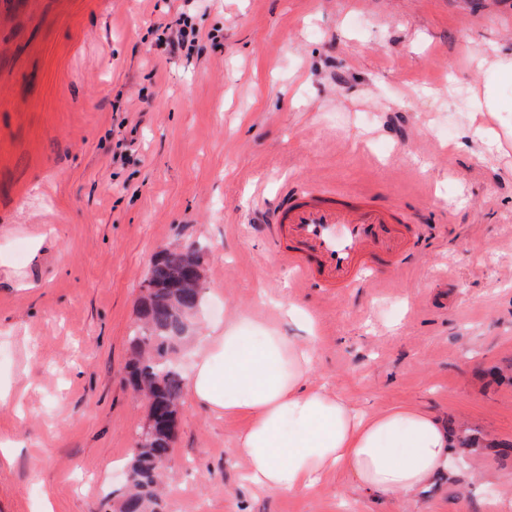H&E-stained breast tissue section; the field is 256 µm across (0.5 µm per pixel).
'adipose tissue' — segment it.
Listing matches in <instances>:
<instances>
[{
	"mask_svg": "<svg viewBox=\"0 0 512 512\" xmlns=\"http://www.w3.org/2000/svg\"><path fill=\"white\" fill-rule=\"evenodd\" d=\"M315 362L310 339L285 335L252 312L234 314L195 346L186 391L209 411L246 417L236 450L254 489L290 494L339 469L381 501L448 472L453 443L437 416L407 408L357 413L312 381Z\"/></svg>",
	"mask_w": 512,
	"mask_h": 512,
	"instance_id": "adipose-tissue-1",
	"label": "adipose tissue"
}]
</instances>
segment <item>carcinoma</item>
Here are the masks:
<instances>
[{"label": "carcinoma", "mask_w": 512, "mask_h": 512, "mask_svg": "<svg viewBox=\"0 0 512 512\" xmlns=\"http://www.w3.org/2000/svg\"><path fill=\"white\" fill-rule=\"evenodd\" d=\"M201 251L164 249L153 262L138 298V321L130 331L127 382L147 400L151 435L133 448L127 464L130 481L114 505L117 512H161L162 495L172 455L173 428L184 391V379L172 357L186 343L188 318L196 311L201 288H170L190 263L201 264Z\"/></svg>", "instance_id": "cac0c4a2"}]
</instances>
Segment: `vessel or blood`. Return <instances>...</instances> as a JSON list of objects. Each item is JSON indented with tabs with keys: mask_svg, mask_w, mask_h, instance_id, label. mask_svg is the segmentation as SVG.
<instances>
[{
	"mask_svg": "<svg viewBox=\"0 0 512 512\" xmlns=\"http://www.w3.org/2000/svg\"><path fill=\"white\" fill-rule=\"evenodd\" d=\"M264 231L281 260L327 291L361 287L414 258L423 232L402 207L320 187L283 193L266 211Z\"/></svg>",
	"mask_w": 512,
	"mask_h": 512,
	"instance_id": "1",
	"label": "vessel or blood"
}]
</instances>
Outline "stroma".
Wrapping results in <instances>:
<instances>
[{
	"label": "stroma",
	"instance_id": "obj_1",
	"mask_svg": "<svg viewBox=\"0 0 512 512\" xmlns=\"http://www.w3.org/2000/svg\"><path fill=\"white\" fill-rule=\"evenodd\" d=\"M190 16L203 46L167 54ZM512 0H0V512H104L144 402L127 336L155 255L204 252L198 329L273 302L314 319L313 380L364 412L426 409L512 443V148L449 151L491 86L512 134ZM335 186L408 209L415 258L308 287L258 198ZM241 418L184 400L163 512H512V457L375 503L345 474L262 495Z\"/></svg>",
	"mask_w": 512,
	"mask_h": 512
}]
</instances>
